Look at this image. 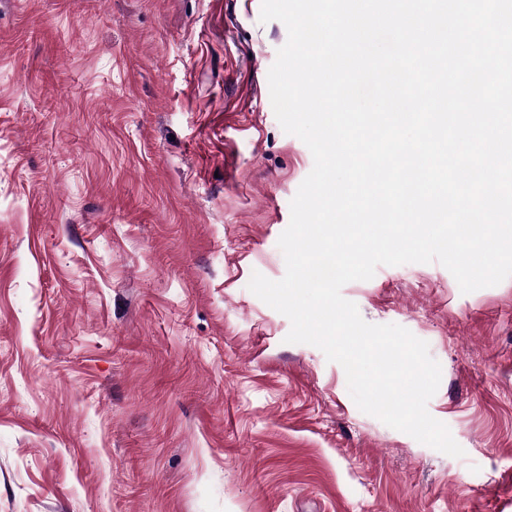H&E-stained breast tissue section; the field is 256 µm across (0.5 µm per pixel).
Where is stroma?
I'll return each mask as SVG.
<instances>
[{"mask_svg": "<svg viewBox=\"0 0 512 512\" xmlns=\"http://www.w3.org/2000/svg\"><path fill=\"white\" fill-rule=\"evenodd\" d=\"M261 0H0V512H512V277L341 293L426 341L455 458L248 289L313 156Z\"/></svg>", "mask_w": 512, "mask_h": 512, "instance_id": "stroma-1", "label": "stroma"}]
</instances>
